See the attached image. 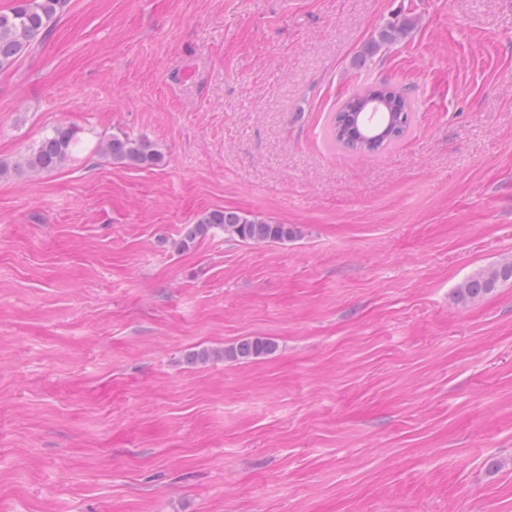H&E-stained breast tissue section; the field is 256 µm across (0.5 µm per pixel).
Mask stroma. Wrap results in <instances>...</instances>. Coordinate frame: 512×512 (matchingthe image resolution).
Masks as SVG:
<instances>
[{
  "label": "stroma",
  "mask_w": 512,
  "mask_h": 512,
  "mask_svg": "<svg viewBox=\"0 0 512 512\" xmlns=\"http://www.w3.org/2000/svg\"><path fill=\"white\" fill-rule=\"evenodd\" d=\"M367 79L421 105L373 157L322 137ZM61 125L0 178V512H512V280L456 296L512 261V0H68L0 161ZM224 208L300 234L178 248ZM413 25V20L406 17L388 22L368 40L363 52L359 55V63H363L364 65L383 49H390L401 42ZM80 142V131L77 127H55L28 150L21 165L33 172L54 171L77 152ZM94 152L107 153L112 156V160L137 167L151 165L159 159L150 141L127 136L113 135L112 138L98 142ZM512 280V262L480 270L467 277L456 289L460 300L479 298L497 287L501 281ZM276 346L265 337H253L241 340L223 349L201 348L194 351L190 360L195 363H206L210 360L241 361L255 359L271 354Z\"/></svg>",
  "instance_id": "35a3bbf8"
}]
</instances>
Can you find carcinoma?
I'll list each match as a JSON object with an SVG mask.
<instances>
[{
  "label": "carcinoma",
  "instance_id": "cac0c4a2",
  "mask_svg": "<svg viewBox=\"0 0 512 512\" xmlns=\"http://www.w3.org/2000/svg\"><path fill=\"white\" fill-rule=\"evenodd\" d=\"M66 3L67 0H16L14 7L7 11L0 10V72L12 69L34 49L63 12ZM412 26L413 20L406 17L387 23L368 40L359 55V62L364 64L383 49L401 42ZM375 89L373 84L365 85L330 113L326 135L335 146L355 154L375 155L399 142L410 130L416 103L410 92L401 87L396 89V93L405 121L398 134L386 133L394 116L391 103L381 107L379 114L370 122L357 117V113L353 112L354 106L365 101ZM80 142L77 127H56L28 150L22 159V166L33 172L54 171L77 152ZM94 151L107 153L117 162L137 167L151 165L159 159L150 141L127 136L115 135L101 141L95 145ZM213 229L223 231L226 238L252 244L287 241L299 234L294 225L272 224L238 211L214 209L202 214L197 223L188 227L177 246L186 248ZM509 280H512L511 261L470 275L458 286L456 294L461 300L475 299L494 290L500 282ZM274 350L275 344L270 339L253 337L223 349H198L191 354L190 360L195 363L250 360Z\"/></svg>",
  "mask_w": 512,
  "mask_h": 512
}]
</instances>
